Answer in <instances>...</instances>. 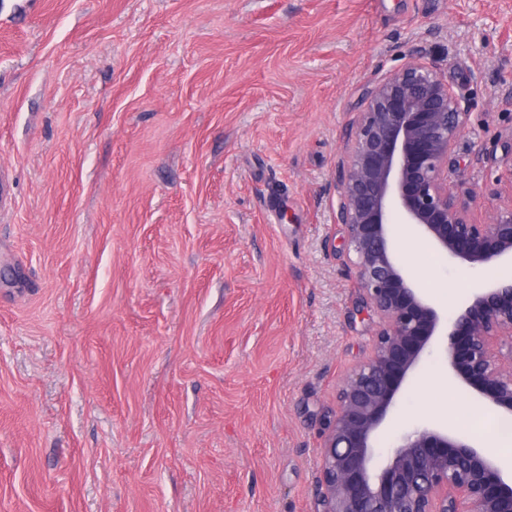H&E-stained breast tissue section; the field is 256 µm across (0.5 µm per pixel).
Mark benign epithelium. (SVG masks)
Masks as SVG:
<instances>
[{"label":"benign epithelium","mask_w":512,"mask_h":512,"mask_svg":"<svg viewBox=\"0 0 512 512\" xmlns=\"http://www.w3.org/2000/svg\"><path fill=\"white\" fill-rule=\"evenodd\" d=\"M468 122L422 43L360 88L336 173V223L379 321L371 355L337 392L321 453V512H512V472L474 440L424 424L386 457L376 451L409 378L443 337L448 373L476 406L512 419V280L482 283L449 318L399 259L395 225L405 224L469 268L512 264V200L477 223L474 196L448 187Z\"/></svg>","instance_id":"obj_1"}]
</instances>
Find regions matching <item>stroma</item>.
Wrapping results in <instances>:
<instances>
[{
  "mask_svg": "<svg viewBox=\"0 0 512 512\" xmlns=\"http://www.w3.org/2000/svg\"><path fill=\"white\" fill-rule=\"evenodd\" d=\"M422 41L479 223L512 196V0H0V512H319L378 323L336 169L361 85ZM400 257L448 315L512 280ZM450 382L427 356L378 451L469 404Z\"/></svg>",
  "mask_w": 512,
  "mask_h": 512,
  "instance_id": "1",
  "label": "stroma"
}]
</instances>
